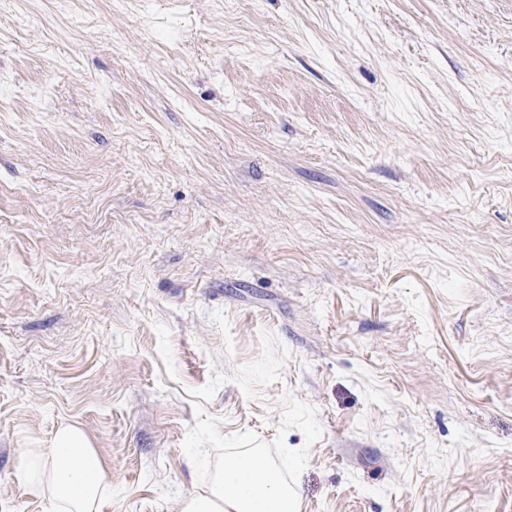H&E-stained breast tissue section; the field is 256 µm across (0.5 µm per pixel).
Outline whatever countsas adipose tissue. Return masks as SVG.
Returning <instances> with one entry per match:
<instances>
[{"label":"adipose tissue","mask_w":512,"mask_h":512,"mask_svg":"<svg viewBox=\"0 0 512 512\" xmlns=\"http://www.w3.org/2000/svg\"><path fill=\"white\" fill-rule=\"evenodd\" d=\"M12 481L42 498L49 512H99L112 475L76 427L56 432L49 447L20 449ZM298 496L283 487L273 463L248 456L218 472L182 512H297Z\"/></svg>","instance_id":"ef3b65f1"}]
</instances>
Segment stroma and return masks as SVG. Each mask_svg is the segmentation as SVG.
I'll list each match as a JSON object with an SVG mask.
<instances>
[{
  "mask_svg": "<svg viewBox=\"0 0 512 512\" xmlns=\"http://www.w3.org/2000/svg\"><path fill=\"white\" fill-rule=\"evenodd\" d=\"M66 425L100 512H512V0H0V512ZM182 512H296L298 496L280 483L272 462L248 456L218 472L200 493L186 498Z\"/></svg>",
  "mask_w": 512,
  "mask_h": 512,
  "instance_id": "obj_1",
  "label": "stroma"
}]
</instances>
